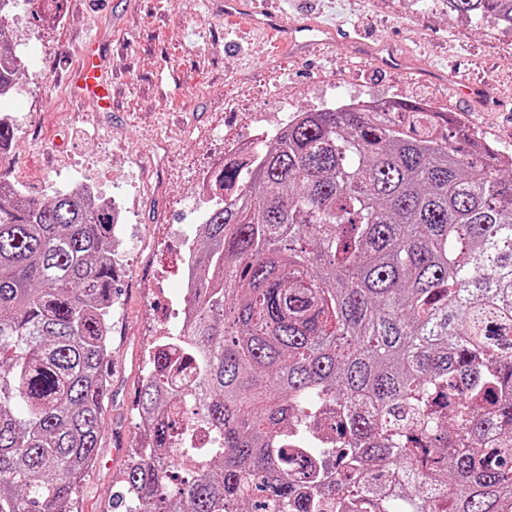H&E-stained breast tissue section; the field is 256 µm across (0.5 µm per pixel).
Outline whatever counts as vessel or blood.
Here are the masks:
<instances>
[{
  "label": "vessel or blood",
  "instance_id": "obj_1",
  "mask_svg": "<svg viewBox=\"0 0 512 512\" xmlns=\"http://www.w3.org/2000/svg\"><path fill=\"white\" fill-rule=\"evenodd\" d=\"M224 14L231 18H245L252 25L278 33L282 45L295 54L306 52L312 44L330 45L337 41L335 28L311 21L285 22L272 12L257 13L251 0H224ZM352 47L361 55L369 57L379 66L395 69L404 63L402 57L386 45H373L362 40H352ZM72 92L75 96L90 100L96 111L112 109V82L106 74L102 59L90 51H83L73 78Z\"/></svg>",
  "mask_w": 512,
  "mask_h": 512
}]
</instances>
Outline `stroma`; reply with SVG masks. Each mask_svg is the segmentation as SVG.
<instances>
[{"label": "stroma", "mask_w": 512, "mask_h": 512, "mask_svg": "<svg viewBox=\"0 0 512 512\" xmlns=\"http://www.w3.org/2000/svg\"><path fill=\"white\" fill-rule=\"evenodd\" d=\"M290 20L356 28L391 45L405 69L374 65L339 43L302 55L278 50L273 37L225 17L224 0H18L9 22L20 76L0 114L15 144L0 179L38 200L66 176L126 199L136 242L112 294V357L103 401L100 450L79 485L76 512H108L144 430L135 395L149 368L147 347L171 310L153 286L156 268L176 270L174 227L199 199L201 170L224 162V142L247 139L254 113L274 120L340 100L402 99L429 104L471 126L492 146L512 149V30L493 19L471 22L448 0H254ZM41 41L23 56L22 39ZM101 43L113 80L112 111L76 100L71 78L80 48ZM455 71L440 82L429 69ZM487 84L486 107L465 100L460 81ZM151 171L155 186L142 183Z\"/></svg>", "instance_id": "35a3bbf8"}]
</instances>
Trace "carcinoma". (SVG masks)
Returning a JSON list of instances; mask_svg holds the SVG:
<instances>
[{"label": "carcinoma", "mask_w": 512, "mask_h": 512, "mask_svg": "<svg viewBox=\"0 0 512 512\" xmlns=\"http://www.w3.org/2000/svg\"><path fill=\"white\" fill-rule=\"evenodd\" d=\"M512 30V0H449ZM0 7V97L21 61ZM416 101L301 112L202 228L124 512H512V167ZM112 206L0 182V512H72L100 448ZM216 431L169 493L182 401ZM342 417L340 438L324 416Z\"/></svg>", "instance_id": "1"}]
</instances>
